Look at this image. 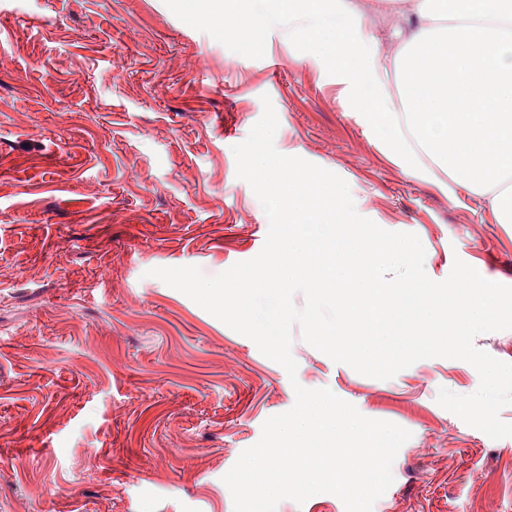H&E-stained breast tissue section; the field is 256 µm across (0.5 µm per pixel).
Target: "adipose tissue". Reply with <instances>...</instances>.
Listing matches in <instances>:
<instances>
[{
	"instance_id": "ef3b65f1",
	"label": "adipose tissue",
	"mask_w": 512,
	"mask_h": 512,
	"mask_svg": "<svg viewBox=\"0 0 512 512\" xmlns=\"http://www.w3.org/2000/svg\"><path fill=\"white\" fill-rule=\"evenodd\" d=\"M414 25L399 46L366 51L351 0H300L288 31L336 61L361 123L408 176L487 201L512 224V0H406Z\"/></svg>"
}]
</instances>
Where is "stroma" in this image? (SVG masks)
Listing matches in <instances>:
<instances>
[{"mask_svg":"<svg viewBox=\"0 0 512 512\" xmlns=\"http://www.w3.org/2000/svg\"><path fill=\"white\" fill-rule=\"evenodd\" d=\"M367 49L399 0H353ZM250 21L226 26L227 8ZM269 95L278 152L343 178L357 212L512 286V224L405 175L358 121L334 58L289 36L279 0H0V512H234L223 483L295 386L410 431L373 512H512V437L436 401L479 387L453 359L366 377L293 327L288 376L151 277H207L269 229L234 146Z\"/></svg>","mask_w":512,"mask_h":512,"instance_id":"1","label":"stroma"}]
</instances>
